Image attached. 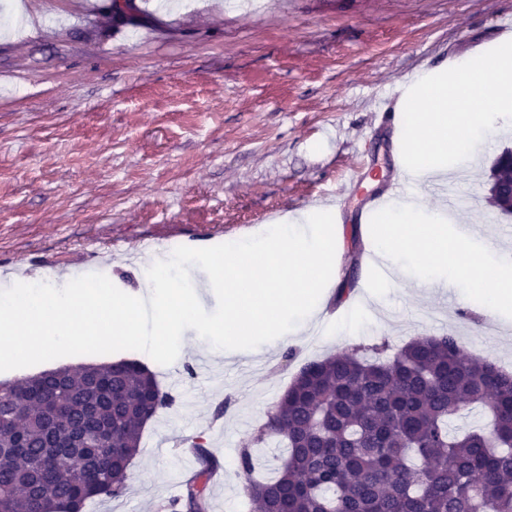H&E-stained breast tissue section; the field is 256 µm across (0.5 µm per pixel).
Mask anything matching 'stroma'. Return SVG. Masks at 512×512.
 I'll use <instances>...</instances> for the list:
<instances>
[{
	"mask_svg": "<svg viewBox=\"0 0 512 512\" xmlns=\"http://www.w3.org/2000/svg\"><path fill=\"white\" fill-rule=\"evenodd\" d=\"M247 2L132 0L135 21L122 24L110 0H0L14 19L0 29V289L27 281L37 262L54 286L101 272L131 295L145 289L149 257L118 255L105 268L97 254L116 244L135 252L145 237L210 247L336 198V290L352 268V237L383 232L355 222L350 177L393 174L386 107L415 73L499 46L495 25L512 15V0ZM495 124L472 167L450 171L460 224L478 222L482 244L507 247L512 218L485 202L495 158L512 149V120ZM351 296L375 304L341 342L319 336L314 318L301 336L215 358L184 331L178 372L157 373L174 403L146 424L125 494L90 500L85 512H160L199 467L196 438L223 466L210 512H244L239 448L304 363L356 345L450 333L464 356L512 371V321L458 288L400 280Z\"/></svg>",
	"mask_w": 512,
	"mask_h": 512,
	"instance_id": "35a3bbf8",
	"label": "stroma"
}]
</instances>
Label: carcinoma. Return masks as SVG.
Segmentation results:
<instances>
[{"mask_svg": "<svg viewBox=\"0 0 512 512\" xmlns=\"http://www.w3.org/2000/svg\"><path fill=\"white\" fill-rule=\"evenodd\" d=\"M512 184V150L496 157L487 200L499 210ZM385 342L304 364L258 427L273 442V474L239 450L253 512H512V373L461 354L452 334L418 336L381 359ZM3 383L0 512H84L95 497L119 498L139 452L144 420L170 406L156 374L133 359ZM477 406L491 428L453 421ZM81 431V461L61 475L54 445ZM200 469L165 512H208L220 465L193 442Z\"/></svg>", "mask_w": 512, "mask_h": 512, "instance_id": "carcinoma-1", "label": "carcinoma"}]
</instances>
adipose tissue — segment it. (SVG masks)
<instances>
[{"label":"adipose tissue","mask_w":512,"mask_h":512,"mask_svg":"<svg viewBox=\"0 0 512 512\" xmlns=\"http://www.w3.org/2000/svg\"><path fill=\"white\" fill-rule=\"evenodd\" d=\"M384 235L377 249L411 270L417 286L439 283L462 287L484 311L512 312V251L489 246L478 249L464 233L449 235L448 218L428 210L423 200L385 210Z\"/></svg>","instance_id":"adipose-tissue-1"}]
</instances>
